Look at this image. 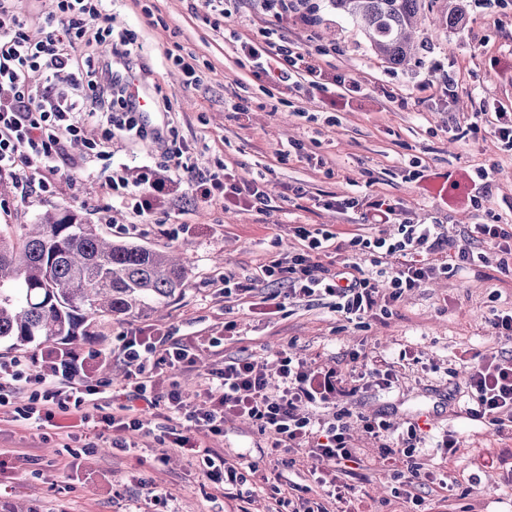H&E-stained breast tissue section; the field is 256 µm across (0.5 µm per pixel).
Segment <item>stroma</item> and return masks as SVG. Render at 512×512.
<instances>
[{
	"label": "stroma",
	"mask_w": 512,
	"mask_h": 512,
	"mask_svg": "<svg viewBox=\"0 0 512 512\" xmlns=\"http://www.w3.org/2000/svg\"><path fill=\"white\" fill-rule=\"evenodd\" d=\"M466 19L457 29L422 27L423 48L406 68L374 55L364 34L330 0H309L315 24L285 22L288 38L319 53L329 74L356 79L363 96L343 100L342 90L287 93L255 76L225 33L237 30L261 39L273 27L272 14L259 0H226L229 18L206 21L202 0H115L116 27L138 32L145 42L151 72L148 81L175 110L177 141L190 145L199 168L225 164L242 179L265 172L273 189L289 185L301 195L282 202L280 210L260 215L236 208H209L187 203L140 218L133 242L175 251L188 268L182 291L147 315L104 323L86 350L113 352L112 372L105 378L120 392L124 366L117 356L120 332L152 324L177 338L197 340L198 367L178 373L177 381L193 404L207 399L205 374L229 357L272 360L294 353L329 367L345 362L350 351L388 356L412 347L414 365H398L393 388L363 389L345 407L363 415L382 414L399 426L419 424L425 434L420 461L437 474L458 479L434 512H512V435L499 436L465 414L466 369L463 350L512 351V336L493 333V311L512 309V273L476 264L456 277L440 279L407 293L391 315L372 320L368 330L342 323L327 300L303 301L269 317L251 298L225 299L224 274L245 280L259 266L283 258L301 245L296 226L309 224L335 232H353L362 223L359 210L333 208L347 196L380 198L400 204L419 222L447 225L461 237L468 225L512 221V151H504L490 126L469 128L474 113H512V0H464ZM193 53L204 73L194 89H184L182 75L166 66L167 52ZM245 97L249 114L232 110ZM334 115L335 123H309L305 113ZM301 141L298 150L288 143ZM110 157L90 166L75 165L81 149L67 145L60 172L47 189L20 199L10 179H0V226L30 224L42 214L77 211L87 223L112 239L123 238L130 217L106 188L112 164L148 163L152 144L110 142ZM423 171L413 178L410 160ZM491 168L492 194L481 209L467 201L470 177ZM456 430L461 451L452 459L436 447L443 431ZM137 444L128 456L112 455L105 443L84 448L67 441L55 428L40 430L0 415V452L38 458V470L26 465L0 470V512L24 504L34 512H131L143 483L158 486L163 496L148 512H281L279 496L258 491L238 503L213 483L197 459L172 458L161 470L139 465L157 453L159 431L132 433ZM84 450L77 476L63 473L64 443ZM214 446L226 457L243 452L260 457L267 440L250 421L232 418ZM477 483H470V476ZM352 482L361 512H410L412 503L393 493L394 483L371 459L356 468Z\"/></svg>",
	"instance_id": "obj_1"
}]
</instances>
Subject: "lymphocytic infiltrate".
<instances>
[{
    "label": "lymphocytic infiltrate",
    "instance_id": "obj_1",
    "mask_svg": "<svg viewBox=\"0 0 512 512\" xmlns=\"http://www.w3.org/2000/svg\"><path fill=\"white\" fill-rule=\"evenodd\" d=\"M236 51L248 60L256 75L265 76L291 92L308 87L323 90V70L316 53L295 46L280 28L263 39L236 38ZM143 46L131 30L112 28V0H59L55 12L44 17L38 32L17 14L10 0H0V176L11 178L21 197L34 188H48L58 172L65 143L80 139L85 124H104L103 139L87 145L85 162L104 154L105 142L115 138L151 142L158 155L129 178L127 165L113 169L108 188L125 204L135 233L136 219L175 203V190L206 206L237 207L266 214L272 210L266 182H243L229 172L199 169L189 152L169 139V126L154 128L144 121L129 91L127 73L145 75ZM44 72L46 85L32 86L31 72ZM71 76V88L56 89L61 72ZM376 224L396 225L393 234L355 233L345 241L324 228L298 227L300 250L286 259L262 265L259 281L272 284L261 296L265 314L280 313L287 301L328 297L347 322L363 323L389 315L402 296L430 280L455 276L466 266L512 260V224H473L456 244L442 224H418L405 217L398 205L377 200L369 205ZM348 249L354 261L337 268L323 265L330 249ZM452 250L450 260L440 253ZM192 343L173 339L152 327L127 329L121 336L120 355L125 366V402L113 405L104 384L95 380L96 364L110 361L100 350L83 357L58 347L47 350L36 372H27L23 359L0 361V409L15 421L52 422L72 415L71 429L94 432L112 450L128 452L127 431L141 430L156 408L179 415L182 427L173 431L170 446L155 459L168 463L175 454L200 458L208 474H223L225 485L257 488L268 477L260 461L246 454L228 459L196 438L203 429L223 435L229 418H245L268 440L267 457L288 464L292 453L304 451L317 460L314 482L336 506V512H355L356 488L348 483L360 461L352 430L361 426L381 450L379 462L401 488L423 485L437 492L448 490L447 479L416 460L421 442L418 425L401 433L383 416L354 417L339 401L359 390L392 388L396 363L414 360L410 348L399 349L396 361L350 353V370L326 368L287 353L270 363L249 357L228 358L221 369L208 374V399L191 405L175 381L176 373L195 364ZM468 366L466 413L495 434L512 432V352H472ZM25 393V404L11 396ZM332 409L320 418L316 409Z\"/></svg>",
    "mask_w": 512,
    "mask_h": 512
}]
</instances>
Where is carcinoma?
<instances>
[{
  "mask_svg": "<svg viewBox=\"0 0 512 512\" xmlns=\"http://www.w3.org/2000/svg\"><path fill=\"white\" fill-rule=\"evenodd\" d=\"M357 24L375 53L402 66L420 49L424 0H330ZM461 2L431 20L463 23ZM20 231H0V340L77 346L90 328L136 317L182 290L187 269L170 251L112 240L74 210L46 213Z\"/></svg>",
  "mask_w": 512,
  "mask_h": 512,
  "instance_id": "1",
  "label": "carcinoma"
}]
</instances>
